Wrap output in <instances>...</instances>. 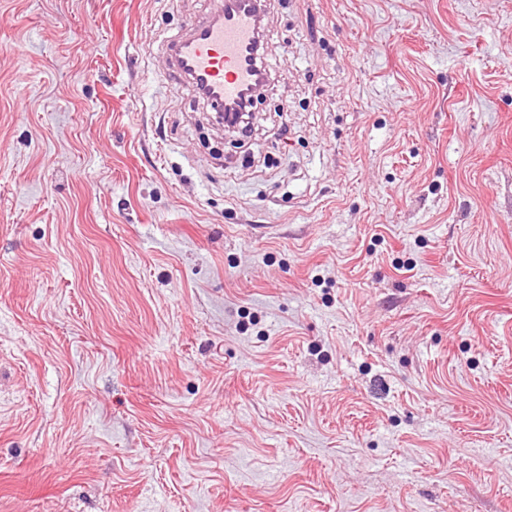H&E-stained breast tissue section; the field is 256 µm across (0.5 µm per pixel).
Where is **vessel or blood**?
<instances>
[{
    "instance_id": "obj_1",
    "label": "vessel or blood",
    "mask_w": 512,
    "mask_h": 512,
    "mask_svg": "<svg viewBox=\"0 0 512 512\" xmlns=\"http://www.w3.org/2000/svg\"><path fill=\"white\" fill-rule=\"evenodd\" d=\"M257 11L250 0H213L206 20L170 45L173 75L216 112L234 107L266 67L257 47Z\"/></svg>"
}]
</instances>
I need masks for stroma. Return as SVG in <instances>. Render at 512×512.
<instances>
[{
    "instance_id": "35a3bbf8",
    "label": "stroma",
    "mask_w": 512,
    "mask_h": 512,
    "mask_svg": "<svg viewBox=\"0 0 512 512\" xmlns=\"http://www.w3.org/2000/svg\"><path fill=\"white\" fill-rule=\"evenodd\" d=\"M0 0V512H512V0ZM215 0L205 21L170 44L171 73L224 117L267 71L260 54L259 1Z\"/></svg>"
}]
</instances>
